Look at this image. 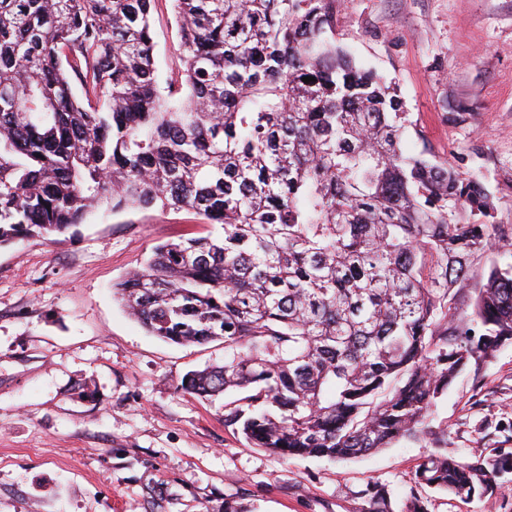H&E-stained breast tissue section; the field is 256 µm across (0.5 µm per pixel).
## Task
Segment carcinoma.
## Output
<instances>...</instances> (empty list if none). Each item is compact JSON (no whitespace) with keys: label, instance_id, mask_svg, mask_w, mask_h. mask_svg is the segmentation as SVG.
<instances>
[{"label":"carcinoma","instance_id":"1","mask_svg":"<svg viewBox=\"0 0 512 512\" xmlns=\"http://www.w3.org/2000/svg\"><path fill=\"white\" fill-rule=\"evenodd\" d=\"M161 0H0V246L96 207L187 210L223 236L156 246L115 286L149 334L224 342L182 390L282 457L416 437L470 362L512 340V266L479 182L405 153L397 95L326 37L336 0H171L184 68L158 88ZM311 76L305 83L302 78ZM512 456L438 451L415 483L468 497ZM387 512V490L362 491Z\"/></svg>","mask_w":512,"mask_h":512}]
</instances>
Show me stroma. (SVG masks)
Wrapping results in <instances>:
<instances>
[{
  "label": "stroma",
  "mask_w": 512,
  "mask_h": 512,
  "mask_svg": "<svg viewBox=\"0 0 512 512\" xmlns=\"http://www.w3.org/2000/svg\"><path fill=\"white\" fill-rule=\"evenodd\" d=\"M159 79L183 69L170 7L154 11ZM331 36L397 88L403 145L479 180L497 250L512 265V0H336ZM195 213L128 207L90 214L57 240L0 247V512H359L367 482L405 512H512V474L467 499L417 488L418 465L512 452V342L469 364L418 438L348 461L280 457L224 424L226 396L180 384L223 364L224 345L181 346L130 318L112 287L155 246L220 235Z\"/></svg>",
  "instance_id": "1"
}]
</instances>
